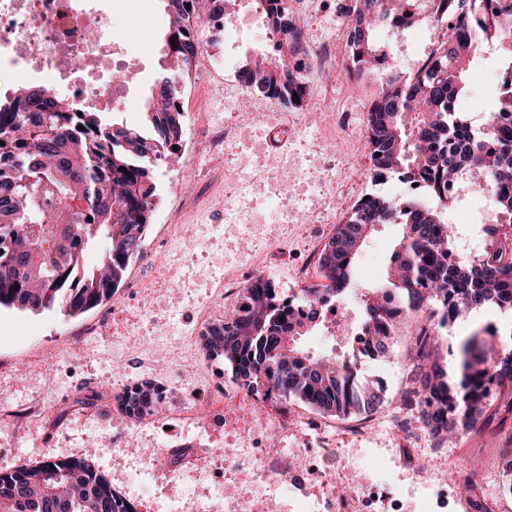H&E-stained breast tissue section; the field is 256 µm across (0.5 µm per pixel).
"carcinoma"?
<instances>
[{"label": "carcinoma", "mask_w": 512, "mask_h": 512, "mask_svg": "<svg viewBox=\"0 0 512 512\" xmlns=\"http://www.w3.org/2000/svg\"><path fill=\"white\" fill-rule=\"evenodd\" d=\"M169 16L164 37L166 69L190 68L202 30L199 0H163ZM275 46L263 66L249 60L241 74L250 87L277 104L309 108V87L294 62L309 51L301 28L288 23L281 0H256ZM458 22L460 32L441 41L427 63L405 80L393 73L394 58L381 49L378 29L412 14ZM345 46L348 72L379 70L381 92L371 101L366 139L371 176L386 173L420 184L425 194L403 202L369 195L357 202L319 257L321 282L302 289L307 306L344 302L353 268L370 231L379 224L402 228L384 280L363 294L359 316L343 323L359 352L384 356L392 347L384 328L391 298L419 326L410 348L426 358L442 346L448 324L483 305L512 312V129L472 133L461 104L468 97L473 46H498L512 67V0H354ZM178 48H172L170 40ZM299 96V102L293 97ZM178 91L167 73L145 105V126L107 123L99 111L78 114L43 86L20 87L0 103V307L33 313L55 307L76 316L97 308L122 285L141 250L156 199L152 167L169 159L183 139ZM492 110L512 112V84L499 88ZM83 129H78V126ZM126 171H119V167ZM476 169L496 197L500 221L482 226L490 248L477 260L448 263L453 249L448 224V186L473 193L463 170ZM104 238L107 248L94 267L85 254ZM273 280L259 277L244 288L242 302L202 334L201 354L224 359L247 393L275 394L322 414L348 417L374 412L383 399L378 384L351 359L307 354L299 340L316 326L314 310L296 316ZM450 361L434 359L416 391L423 422L442 445L485 429L499 419L497 434L512 453V333L489 323L448 349ZM497 388L489 411V386ZM164 399L151 381L129 386L115 408L140 421ZM0 512H133L114 493L112 480L84 459L48 458L0 473Z\"/></svg>", "instance_id": "cac0c4a2"}]
</instances>
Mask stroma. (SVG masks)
I'll list each match as a JSON object with an SVG mask.
<instances>
[{
	"label": "stroma",
	"mask_w": 512,
	"mask_h": 512,
	"mask_svg": "<svg viewBox=\"0 0 512 512\" xmlns=\"http://www.w3.org/2000/svg\"><path fill=\"white\" fill-rule=\"evenodd\" d=\"M304 27L311 51L338 37L346 25L347 0H288ZM168 14L162 0H129L114 9V60L104 81L114 88L102 106L106 121L141 125L145 103L163 74L161 57ZM446 32L430 21L415 25L407 41L384 40L398 58V73L417 72ZM203 57L189 75L176 78L184 112V143L172 159L157 163L158 195L141 253L115 295L73 317L56 308L38 314L0 308V406H34L35 420L0 422V472L50 457L93 461L148 512H194L212 501L234 504L241 492L262 493L275 512H325L330 497L360 512L361 486L375 488L372 512H478L497 501L512 512V462L493 427L443 447L404 394L417 388L418 358L406 345L388 357L364 362L365 375L385 388L381 409L370 415L318 417L316 428H282L270 418L231 408L207 431L171 418L133 425L112 408L115 395L151 380L213 393L231 383L223 362L201 360L200 376L179 369L185 337L203 313L221 320L232 302L218 290L225 276L273 279L282 296L318 284L324 244L356 203L374 193L398 202L413 188L398 178H371L367 146L348 151L336 141V116L372 101L381 90L379 73L354 80L345 57L328 73H310L312 111L288 135L276 130L264 96L235 83L233 73L268 42L256 0H239L220 26H205ZM230 130L225 152L206 166L213 133ZM396 224L377 225L355 264L349 306L359 311L363 293L385 275V259L399 240ZM92 396L73 401L76 387ZM203 440L192 470L171 461L170 448ZM268 445L286 463L312 456L315 469L336 479L335 491L303 470L299 485L281 494L278 485L254 480L252 470L225 468L224 453L244 441ZM414 464H407L406 455Z\"/></svg>",
	"instance_id": "1"
}]
</instances>
